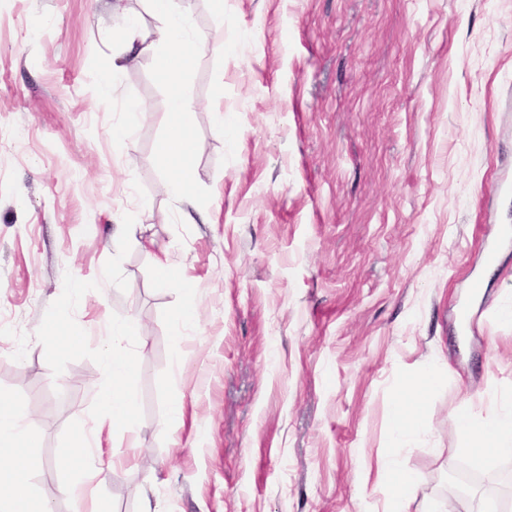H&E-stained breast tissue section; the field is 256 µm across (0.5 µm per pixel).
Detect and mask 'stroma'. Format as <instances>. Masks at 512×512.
Wrapping results in <instances>:
<instances>
[{
  "label": "stroma",
  "mask_w": 512,
  "mask_h": 512,
  "mask_svg": "<svg viewBox=\"0 0 512 512\" xmlns=\"http://www.w3.org/2000/svg\"><path fill=\"white\" fill-rule=\"evenodd\" d=\"M112 2L0 0V399L34 435L33 497L79 512L71 450L105 422L112 324L132 319L139 419L108 443L107 512H382L391 451L421 480L410 512H512V456L477 463L454 420L512 400V0H191L226 51L181 79L189 204L163 190L171 88L149 58L113 71ZM119 221L134 238L113 242ZM432 363L428 423L392 449Z\"/></svg>",
  "instance_id": "35a3bbf8"
}]
</instances>
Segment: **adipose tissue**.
<instances>
[{
	"label": "adipose tissue",
	"mask_w": 512,
	"mask_h": 512,
	"mask_svg": "<svg viewBox=\"0 0 512 512\" xmlns=\"http://www.w3.org/2000/svg\"><path fill=\"white\" fill-rule=\"evenodd\" d=\"M157 21L153 37L139 32V20H126L121 59L135 62L144 58L155 60L159 72L171 88L170 119L160 152L177 171L165 185L169 194L181 202H191L195 194V177L190 159L194 152L191 134L194 109L181 90V77L193 62V50L224 51V29H195L189 18L188 0H146ZM110 339L112 352L106 358L111 382L99 393L103 411L111 420L108 428H95L92 448L75 449L70 465L77 474L69 484V493L79 499L89 498L88 512H105L99 490L105 476L115 466L102 451L105 432L126 433L134 430L138 411L137 396L130 387L140 341L133 322L113 325ZM438 376L435 366H428L421 381L402 395L395 404L392 418L394 443H402L414 434L427 419L428 388ZM467 449L480 461H493L512 455V411L480 418L469 408L455 415ZM33 439L24 424L21 410L0 400V462L7 461L11 470L7 479H0V512H48L47 507L33 499L27 491V469L20 460L22 450L32 447ZM378 477L388 493V512H409L419 485L418 477L400 467L395 457L380 459Z\"/></svg>",
	"instance_id": "1"
}]
</instances>
